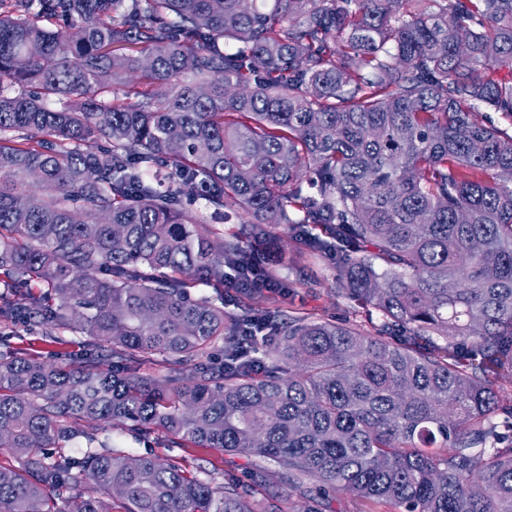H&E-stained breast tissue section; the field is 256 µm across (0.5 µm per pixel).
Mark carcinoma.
I'll use <instances>...</instances> for the list:
<instances>
[{
  "label": "carcinoma",
  "instance_id": "cac0c4a2",
  "mask_svg": "<svg viewBox=\"0 0 512 512\" xmlns=\"http://www.w3.org/2000/svg\"><path fill=\"white\" fill-rule=\"evenodd\" d=\"M511 127L512 0H0V322L96 341L0 356V512H512ZM281 224L358 320L252 291ZM127 450L141 453H154L160 456H172L177 459H184L188 468L193 472H211L215 477V483L220 484L224 479L237 478L247 481V471L250 465V458L241 454H228L214 448H164L160 439L152 436L148 439H135L125 435L122 437Z\"/></svg>",
  "mask_w": 512,
  "mask_h": 512
}]
</instances>
